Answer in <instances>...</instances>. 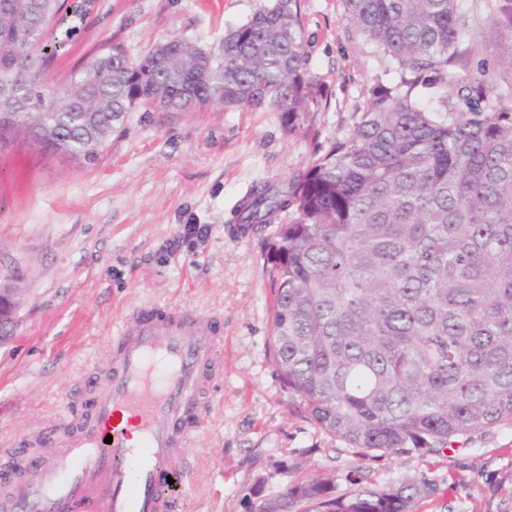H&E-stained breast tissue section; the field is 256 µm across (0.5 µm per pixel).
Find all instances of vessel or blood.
Here are the masks:
<instances>
[{"instance_id": "vessel-or-blood-1", "label": "vessel or blood", "mask_w": 512, "mask_h": 512, "mask_svg": "<svg viewBox=\"0 0 512 512\" xmlns=\"http://www.w3.org/2000/svg\"><path fill=\"white\" fill-rule=\"evenodd\" d=\"M222 341L212 319L142 309L112 346L83 429L34 479L14 481L11 512H173L177 461L201 423V395Z\"/></svg>"}]
</instances>
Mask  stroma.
<instances>
[{
    "label": "stroma",
    "instance_id": "obj_1",
    "mask_svg": "<svg viewBox=\"0 0 512 512\" xmlns=\"http://www.w3.org/2000/svg\"><path fill=\"white\" fill-rule=\"evenodd\" d=\"M271 0H98L53 61L64 89L94 56L121 46L138 59L185 39L217 48L225 32ZM473 17L470 64L500 60L484 0ZM301 23L318 99L294 122L269 110L139 108L94 159L46 156L23 140L0 149V282L25 290L0 340V466L33 462L29 435L58 447L77 422L133 311L173 305L211 316L224 334L205 392L207 414L182 464L176 512H252L253 503L313 477L337 495L403 482L432 491L414 512H512V427L474 435L441 454L364 452L315 424L288 392L269 350L275 290L266 246L277 224L246 226L235 210L251 186L308 170L353 133L385 63L363 45L343 0H303ZM203 237L172 247L182 225Z\"/></svg>",
    "mask_w": 512,
    "mask_h": 512
}]
</instances>
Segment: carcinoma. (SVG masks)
Masks as SVG:
<instances>
[{
  "label": "carcinoma",
  "mask_w": 512,
  "mask_h": 512,
  "mask_svg": "<svg viewBox=\"0 0 512 512\" xmlns=\"http://www.w3.org/2000/svg\"><path fill=\"white\" fill-rule=\"evenodd\" d=\"M300 0H273L217 52L186 40L139 61L115 46L61 92L45 91L57 46L87 0H0V144L93 158L142 106L245 107L293 122L315 86ZM363 44L400 73L368 92L361 122L305 172L253 186L240 224H271L277 292L270 347L288 391L322 428L366 451L440 453L512 425V0H487L509 70L466 51L461 0H344ZM462 105L429 109L417 88ZM425 482L334 494L312 478L253 512H413Z\"/></svg>",
  "instance_id": "carcinoma-1"
}]
</instances>
